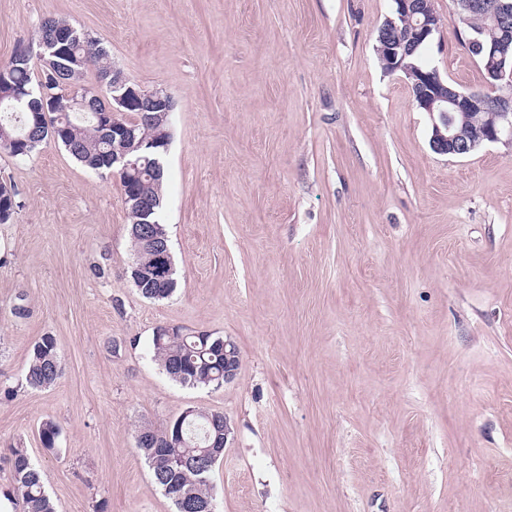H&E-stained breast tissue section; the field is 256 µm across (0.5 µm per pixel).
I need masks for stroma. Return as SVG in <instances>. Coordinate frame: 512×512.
I'll list each match as a JSON object with an SVG mask.
<instances>
[{
  "instance_id": "obj_1",
  "label": "stroma",
  "mask_w": 512,
  "mask_h": 512,
  "mask_svg": "<svg viewBox=\"0 0 512 512\" xmlns=\"http://www.w3.org/2000/svg\"><path fill=\"white\" fill-rule=\"evenodd\" d=\"M425 58L487 79L453 0ZM393 0H0V60L62 18L170 95L162 221L178 287L126 271L115 173L56 142L0 152V490L27 448L57 512H174L136 446L186 408L224 413L216 512H512V146L436 153L431 120L379 59ZM233 341L190 388L156 327ZM54 336L64 371L23 386ZM60 428L54 448L43 421Z\"/></svg>"
}]
</instances>
